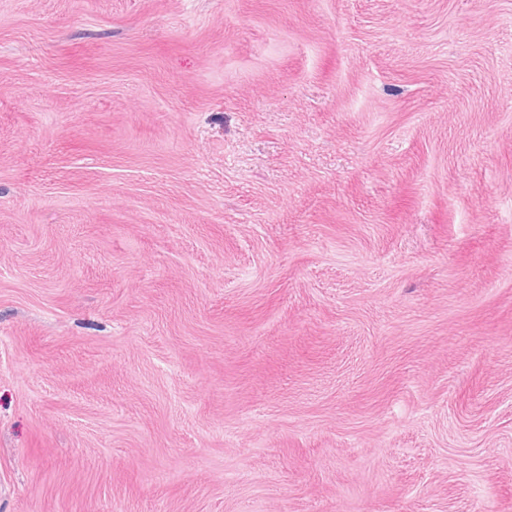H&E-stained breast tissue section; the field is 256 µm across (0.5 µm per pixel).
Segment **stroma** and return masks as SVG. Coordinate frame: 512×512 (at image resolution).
<instances>
[{
  "label": "stroma",
  "instance_id": "stroma-1",
  "mask_svg": "<svg viewBox=\"0 0 512 512\" xmlns=\"http://www.w3.org/2000/svg\"><path fill=\"white\" fill-rule=\"evenodd\" d=\"M0 512H512V0H0Z\"/></svg>",
  "mask_w": 512,
  "mask_h": 512
}]
</instances>
